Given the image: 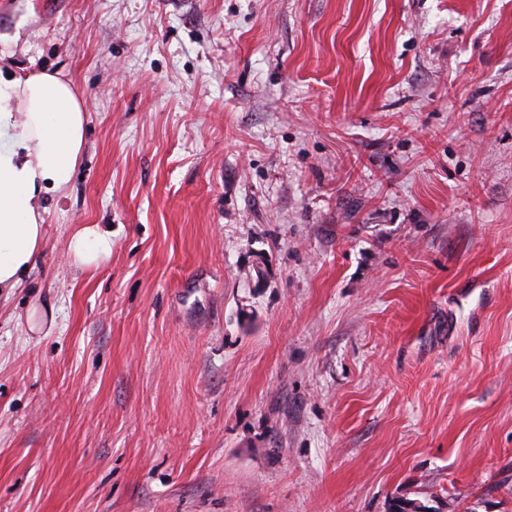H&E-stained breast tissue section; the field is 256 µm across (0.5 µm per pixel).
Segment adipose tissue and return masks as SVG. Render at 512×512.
<instances>
[{
  "instance_id": "ef3b65f1",
  "label": "adipose tissue",
  "mask_w": 512,
  "mask_h": 512,
  "mask_svg": "<svg viewBox=\"0 0 512 512\" xmlns=\"http://www.w3.org/2000/svg\"><path fill=\"white\" fill-rule=\"evenodd\" d=\"M85 144V112L72 84L40 71L0 75V290L21 287L45 241L42 196L70 184ZM68 249L83 267L112 254V230L87 224Z\"/></svg>"
}]
</instances>
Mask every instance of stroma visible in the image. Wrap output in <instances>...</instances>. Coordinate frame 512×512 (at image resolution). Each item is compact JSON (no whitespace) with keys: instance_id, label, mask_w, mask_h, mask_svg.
I'll list each match as a JSON object with an SVG mask.
<instances>
[{"instance_id":"stroma-1","label":"stroma","mask_w":512,"mask_h":512,"mask_svg":"<svg viewBox=\"0 0 512 512\" xmlns=\"http://www.w3.org/2000/svg\"><path fill=\"white\" fill-rule=\"evenodd\" d=\"M45 69L85 147L0 294V512H512V0H0ZM68 249L78 265L96 266L112 254V229L103 224H85L71 237Z\"/></svg>"}]
</instances>
